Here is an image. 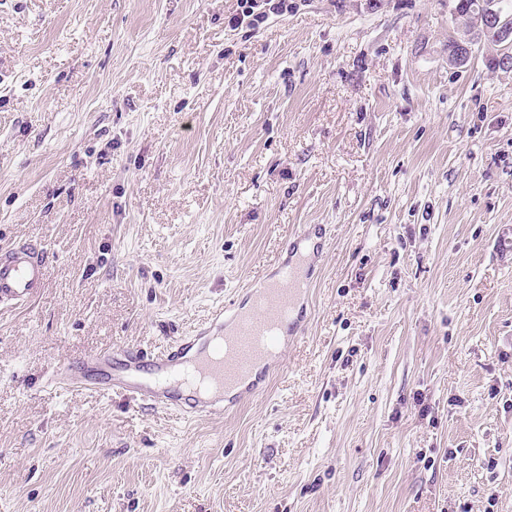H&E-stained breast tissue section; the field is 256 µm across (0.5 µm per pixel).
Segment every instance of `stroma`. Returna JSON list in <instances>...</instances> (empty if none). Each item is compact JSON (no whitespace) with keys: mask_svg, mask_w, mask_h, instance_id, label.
Segmentation results:
<instances>
[{"mask_svg":"<svg viewBox=\"0 0 512 512\" xmlns=\"http://www.w3.org/2000/svg\"><path fill=\"white\" fill-rule=\"evenodd\" d=\"M0 0V512H512V70L449 0ZM323 225L263 394L187 419L62 363L210 326ZM289 0H239L240 13L232 18V27L238 28L245 20L253 29L266 21L270 14L282 16L291 9ZM454 11L452 15L459 22L457 32L448 36V61L453 65H461L457 63L453 56L454 48L457 41L469 40L475 44L490 43L499 47L501 45L499 34L493 27H483L478 24L475 16V8L478 7L481 0H453ZM458 41L456 52L459 56L469 57L472 53V45L466 42ZM48 259V252L34 242H20L0 252V304L22 305L40 293Z\"/></svg>","mask_w":512,"mask_h":512,"instance_id":"35a3bbf8","label":"stroma"}]
</instances>
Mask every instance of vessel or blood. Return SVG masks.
<instances>
[{
  "label": "vessel or blood",
  "mask_w": 512,
  "mask_h": 512,
  "mask_svg": "<svg viewBox=\"0 0 512 512\" xmlns=\"http://www.w3.org/2000/svg\"><path fill=\"white\" fill-rule=\"evenodd\" d=\"M317 232L308 224L288 243L273 276L248 289V305L216 312V328L200 338L181 337L147 355L131 347L60 365L56 383L104 395L123 393L145 405L196 418L223 415L265 389L258 365L279 369L278 356L303 331L308 302L309 255L305 243ZM48 252L20 242L0 252V304L27 303L41 292Z\"/></svg>",
  "instance_id": "1"
}]
</instances>
